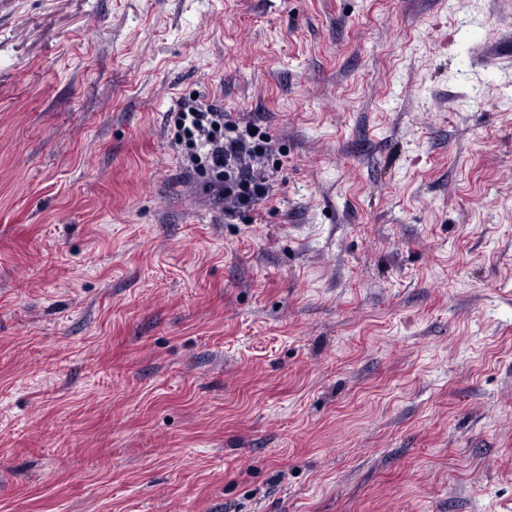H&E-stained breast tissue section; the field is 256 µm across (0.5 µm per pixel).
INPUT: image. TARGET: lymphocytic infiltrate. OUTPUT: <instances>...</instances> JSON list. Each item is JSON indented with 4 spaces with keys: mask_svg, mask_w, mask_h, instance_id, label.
Segmentation results:
<instances>
[{
    "mask_svg": "<svg viewBox=\"0 0 512 512\" xmlns=\"http://www.w3.org/2000/svg\"><path fill=\"white\" fill-rule=\"evenodd\" d=\"M177 146L193 163L206 167L212 179L209 191L216 197H232L241 205L269 198V183L256 176L245 157L264 154L268 136L264 128L240 126L230 113L215 106H202L196 100L180 101L169 115Z\"/></svg>",
    "mask_w": 512,
    "mask_h": 512,
    "instance_id": "1",
    "label": "lymphocytic infiltrate"
}]
</instances>
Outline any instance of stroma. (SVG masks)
Wrapping results in <instances>:
<instances>
[{"label": "stroma", "mask_w": 512, "mask_h": 512, "mask_svg": "<svg viewBox=\"0 0 512 512\" xmlns=\"http://www.w3.org/2000/svg\"><path fill=\"white\" fill-rule=\"evenodd\" d=\"M512 0H0V512H512ZM266 127L214 201L166 115Z\"/></svg>", "instance_id": "obj_1"}]
</instances>
